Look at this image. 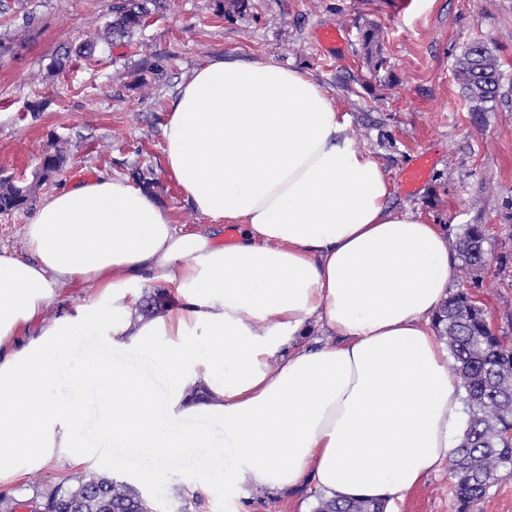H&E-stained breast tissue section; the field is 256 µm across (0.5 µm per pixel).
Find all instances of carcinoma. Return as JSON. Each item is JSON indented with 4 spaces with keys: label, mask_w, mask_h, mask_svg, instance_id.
<instances>
[{
    "label": "carcinoma",
    "mask_w": 512,
    "mask_h": 512,
    "mask_svg": "<svg viewBox=\"0 0 512 512\" xmlns=\"http://www.w3.org/2000/svg\"><path fill=\"white\" fill-rule=\"evenodd\" d=\"M156 0H116L108 6L107 34L130 37L150 14L147 2ZM362 52L367 66L383 65L379 31L368 29L362 36ZM455 79L472 111H486L501 89L500 59L482 40L470 42L457 60ZM67 145L57 141L42 161L35 184L18 185L0 179V213L15 211L31 201L34 185L58 172L67 159ZM486 230L481 224H467L454 244L464 278L477 284L478 273L486 266ZM436 328L453 358L452 371L466 392L469 409L467 430L448 471L454 512H472L497 480L498 471L512 461V346L505 344L490 327L485 310L467 288L453 293L435 316ZM4 512L29 509L31 512H154L153 505L131 484L97 472H87L76 483L46 485L28 501L0 494ZM313 512H386L385 503L371 500L339 501L316 495Z\"/></svg>",
    "instance_id": "cac0c4a2"
}]
</instances>
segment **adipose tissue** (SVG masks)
Masks as SVG:
<instances>
[{
  "instance_id": "ef3b65f1",
  "label": "adipose tissue",
  "mask_w": 512,
  "mask_h": 512,
  "mask_svg": "<svg viewBox=\"0 0 512 512\" xmlns=\"http://www.w3.org/2000/svg\"><path fill=\"white\" fill-rule=\"evenodd\" d=\"M164 141L203 224L102 174L45 198L23 251L0 250V486L121 469L104 458L117 448L145 458L137 489L179 466L191 491L223 486L225 512L307 485L404 500L465 430L434 328L456 275L445 227L392 207L328 92L272 61L208 59ZM316 326L331 343L308 342Z\"/></svg>"
}]
</instances>
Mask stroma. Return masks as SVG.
Wrapping results in <instances>:
<instances>
[{
  "mask_svg": "<svg viewBox=\"0 0 512 512\" xmlns=\"http://www.w3.org/2000/svg\"><path fill=\"white\" fill-rule=\"evenodd\" d=\"M110 0H0V178L32 181L42 151L66 140L61 171L32 203L0 214V247L21 250V228L54 190L106 172L152 178V193L173 223L202 218L165 169L163 126L181 83L208 58L270 59L308 73L346 115L357 145L395 184L394 201L443 224L449 236L481 224L488 262L473 295L493 331L512 344V0H250L225 14L224 0H165L132 38L106 44ZM342 30L327 52L322 26ZM377 28L384 63L367 66L361 33ZM494 47L501 90L473 112L454 76L456 57L474 39ZM93 39L94 55L71 56ZM436 157L413 193L400 182L421 153ZM181 467L145 490L156 512H225L224 489L178 497ZM399 512H452L448 471L430 476Z\"/></svg>",
  "mask_w": 512,
  "mask_h": 512,
  "instance_id": "35a3bbf8",
  "label": "stroma"
}]
</instances>
